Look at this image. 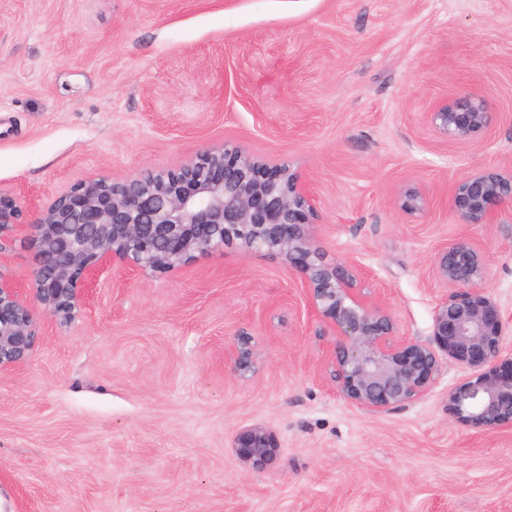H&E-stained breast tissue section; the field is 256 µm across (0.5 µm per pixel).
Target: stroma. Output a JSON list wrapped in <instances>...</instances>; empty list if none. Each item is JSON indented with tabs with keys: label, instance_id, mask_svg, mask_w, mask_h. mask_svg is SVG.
<instances>
[{
	"label": "stroma",
	"instance_id": "35a3bbf8",
	"mask_svg": "<svg viewBox=\"0 0 512 512\" xmlns=\"http://www.w3.org/2000/svg\"><path fill=\"white\" fill-rule=\"evenodd\" d=\"M493 121L449 142L463 93ZM229 143L297 172L328 261L353 262L398 334L430 341L468 240L512 342V207L464 224L456 180L512 168V0H0V191L42 206ZM409 185L428 209L399 208ZM0 372V512H512V431L456 421L446 360L379 414L337 391L333 329L296 271L239 243L174 272L117 271ZM246 340L254 365L236 371ZM280 448L242 467L235 432ZM430 119L435 130L450 141H466L484 132L492 122L485 100L478 95L466 93L448 99L434 112ZM230 448L241 465L258 470L276 456L280 447L269 427L253 424L242 427L235 433Z\"/></svg>",
	"mask_w": 512,
	"mask_h": 512
}]
</instances>
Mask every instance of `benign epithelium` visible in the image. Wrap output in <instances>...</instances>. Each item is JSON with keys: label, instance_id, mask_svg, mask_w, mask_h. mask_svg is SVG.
Listing matches in <instances>:
<instances>
[{"label": "benign epithelium", "instance_id": "7a95c632", "mask_svg": "<svg viewBox=\"0 0 512 512\" xmlns=\"http://www.w3.org/2000/svg\"><path fill=\"white\" fill-rule=\"evenodd\" d=\"M430 119L440 135L460 142L484 132L492 113L483 98L466 93ZM506 204L512 205L511 169L467 174L451 194L452 210L464 224H496ZM428 205L417 187L399 199L400 210L411 216ZM315 216L308 185L297 173L226 143L121 183L83 180L34 210L0 192V250L18 241L36 259L27 283L0 276V370L21 363L33 348L37 327L28 296L67 323L105 274L175 271L237 241L299 273L312 308L334 328L330 364L352 405L381 413L421 399L445 357L474 370L448 392L457 421L483 433L512 430V353L504 354L500 306L482 289L484 253L464 239L451 244L437 273L454 292L436 308L432 339H397L394 316L364 295L357 265L327 261L313 232ZM234 364L238 371L253 366L244 340ZM231 448L241 465L258 470L276 456L279 442L269 427L253 424L235 433Z\"/></svg>", "mask_w": 512, "mask_h": 512}]
</instances>
